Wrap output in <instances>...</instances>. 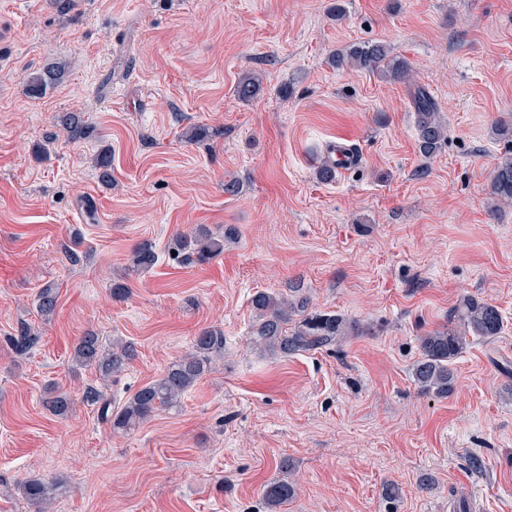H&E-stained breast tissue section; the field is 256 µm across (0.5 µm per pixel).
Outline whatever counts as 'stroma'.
I'll return each instance as SVG.
<instances>
[{
  "mask_svg": "<svg viewBox=\"0 0 512 512\" xmlns=\"http://www.w3.org/2000/svg\"><path fill=\"white\" fill-rule=\"evenodd\" d=\"M368 41L412 77L329 65ZM52 60L66 76L29 98L26 76ZM248 72L262 90L242 101ZM420 88L448 122L428 158ZM66 112L94 135L69 139ZM500 120L512 0H0V512H29L17 488L34 476L62 485L51 512H267L261 487L283 477L295 495L282 512H453L461 498L512 512V205L489 200ZM193 125L203 142L184 139ZM341 135L362 163L320 182L315 160ZM106 146L108 189L94 167ZM199 225L225 238L204 264L175 248ZM143 242L158 261L137 275ZM260 291L364 333L256 350ZM466 296L496 305L503 331L471 339L448 396L423 393L420 339ZM23 328L35 342L19 352ZM208 328L224 351L180 406L112 432L87 391L125 401ZM88 332L132 345L127 370L105 382L75 367ZM52 387L73 399L68 417L46 409Z\"/></svg>",
  "mask_w": 512,
  "mask_h": 512,
  "instance_id": "obj_1",
  "label": "stroma"
}]
</instances>
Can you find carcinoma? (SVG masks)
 <instances>
[{"label":"carcinoma","instance_id":"cac0c4a2","mask_svg":"<svg viewBox=\"0 0 512 512\" xmlns=\"http://www.w3.org/2000/svg\"><path fill=\"white\" fill-rule=\"evenodd\" d=\"M336 69L379 70L392 80L408 77L410 64L400 56H393L383 42H367L338 49L329 56ZM66 64L53 61L25 79L27 96L37 99L57 85L65 77ZM262 79L244 75L236 85L239 99L248 101L260 92ZM417 108L418 149L424 156L435 154L448 139V128L431 97L422 89L414 94ZM61 126L72 140L87 139L94 134L80 112H68L61 119ZM99 179L112 185V159L108 151L102 150L95 160ZM491 194L498 202L512 203V157L506 158L493 172ZM181 250L191 260L207 262L224 253V237L198 227L192 234L179 240ZM158 256L153 246L142 243L133 250L129 271L143 273L153 268ZM58 293L50 283L40 289L37 307L44 317L55 313ZM252 305L260 317L256 329L255 343L283 356L295 355L320 349L336 342L341 336H350L360 331V325L336 315H310L288 329L292 313L304 308V301L291 302L285 296L258 292ZM455 327L435 330L420 339L421 359L413 368V379L423 392H433L446 397L452 389L453 374L450 362L458 357L469 344V336L492 339L503 328V318L498 308L474 296L463 298L453 310ZM224 351V334L215 329H204L194 337L192 351L172 363L158 380L137 390L122 405L113 407L112 402L97 390H90L87 398L101 404L100 416L116 433L128 432L150 420L160 410L179 406L182 395L209 372L213 357ZM135 358V349L126 344L116 348H105L99 337L89 333L81 337L75 348L73 360L81 367H92L101 376L110 378L126 370ZM46 407L56 416L66 417L73 410V400L65 392H55L45 398ZM61 483L55 480L30 478L19 485V491L34 512H49ZM264 504L269 512H279L294 496V488L287 479L269 482L261 488Z\"/></svg>","mask_w":512,"mask_h":512}]
</instances>
